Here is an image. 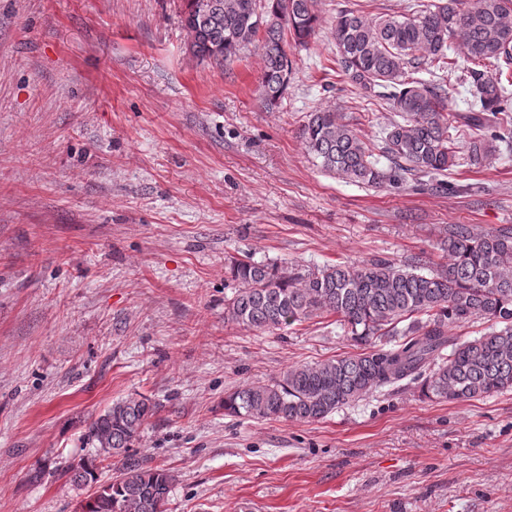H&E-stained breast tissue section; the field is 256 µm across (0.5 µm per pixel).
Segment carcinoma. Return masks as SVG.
<instances>
[{
  "label": "carcinoma",
  "instance_id": "1",
  "mask_svg": "<svg viewBox=\"0 0 512 512\" xmlns=\"http://www.w3.org/2000/svg\"><path fill=\"white\" fill-rule=\"evenodd\" d=\"M181 26L199 61L231 62L254 42L262 47L260 99L272 110L288 90L289 49L305 47L320 26L317 0H184ZM336 62L355 89L384 100L398 119L382 129L379 165L373 149L330 109L308 115L301 129L322 170L374 188L407 183L425 190L455 163L453 133L477 131L470 165L483 166L496 143L512 139V0H419L409 16L369 18L361 4L337 11ZM461 40L472 81L466 110L448 108V50ZM428 77H422V74ZM445 262L382 258L336 262L305 275L288 263L230 257L224 274L238 284L224 319L272 332L331 314L361 353L295 364L270 383L250 382L224 394V415L252 420L319 422L338 409L405 380L431 400L456 403L512 390V224L482 230L443 228ZM490 323L473 339L452 331ZM156 413L149 399L127 397L89 423L84 441L95 453L66 466L78 485H97L83 512H167L176 481L167 468L132 452ZM117 459L113 477L100 464Z\"/></svg>",
  "mask_w": 512,
  "mask_h": 512
}]
</instances>
